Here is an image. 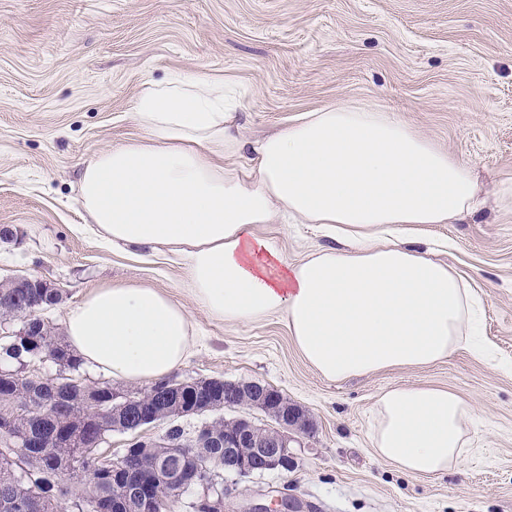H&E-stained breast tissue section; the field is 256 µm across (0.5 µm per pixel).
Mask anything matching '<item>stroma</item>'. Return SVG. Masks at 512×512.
I'll return each mask as SVG.
<instances>
[{"instance_id": "obj_1", "label": "stroma", "mask_w": 512, "mask_h": 512, "mask_svg": "<svg viewBox=\"0 0 512 512\" xmlns=\"http://www.w3.org/2000/svg\"><path fill=\"white\" fill-rule=\"evenodd\" d=\"M175 73L235 85L244 132L265 135L328 104L371 100L449 154L470 161L485 193L477 211L414 225L486 295L479 325L497 357L461 349L432 365L330 381L284 322L228 326L183 288L163 249L104 244L79 204L84 164L142 135L132 104L145 81ZM512 0H0V281L50 282L44 311L62 328L92 288H155L184 304L198 345L177 381L259 380L301 406L312 433L297 465L230 484L226 512L258 491L288 489L301 512H512ZM293 263L334 247L318 225H260ZM432 385L473 408L470 445L448 474L413 477L370 441L383 391Z\"/></svg>"}]
</instances>
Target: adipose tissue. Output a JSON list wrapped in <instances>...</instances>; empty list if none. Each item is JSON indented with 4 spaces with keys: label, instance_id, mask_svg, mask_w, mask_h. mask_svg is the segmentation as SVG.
<instances>
[{
    "label": "adipose tissue",
    "instance_id": "ef3b65f1",
    "mask_svg": "<svg viewBox=\"0 0 512 512\" xmlns=\"http://www.w3.org/2000/svg\"><path fill=\"white\" fill-rule=\"evenodd\" d=\"M241 110L234 87L204 75L144 82L133 104L142 138L81 173L80 204L101 240L178 255L186 291L213 319L282 317L329 380L476 348L480 295L399 230L473 211L481 187L471 163L363 101L303 113L257 139L243 134ZM293 221L324 225L346 245L288 263L256 229ZM65 331L84 365L130 383L166 380L195 346L185 306L152 288L91 289ZM472 412L445 388L388 389L374 406L373 451L415 477L448 472Z\"/></svg>",
    "mask_w": 512,
    "mask_h": 512
}]
</instances>
